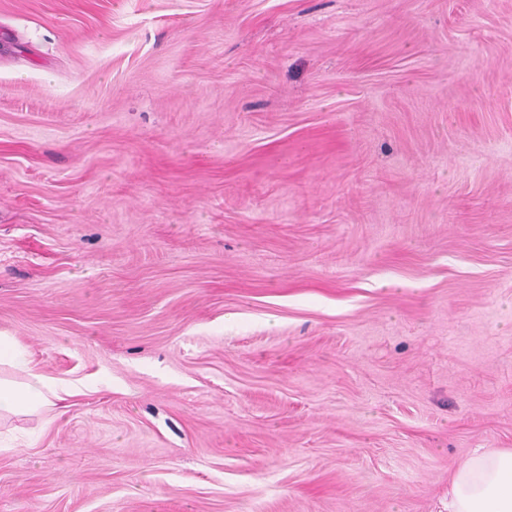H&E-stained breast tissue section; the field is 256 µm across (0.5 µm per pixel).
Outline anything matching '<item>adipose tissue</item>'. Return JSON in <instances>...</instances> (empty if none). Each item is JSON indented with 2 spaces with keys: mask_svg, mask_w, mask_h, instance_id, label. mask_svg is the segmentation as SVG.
<instances>
[{
  "mask_svg": "<svg viewBox=\"0 0 512 512\" xmlns=\"http://www.w3.org/2000/svg\"><path fill=\"white\" fill-rule=\"evenodd\" d=\"M76 393L32 368L19 380L1 375L0 417L36 415ZM448 512H512V448L472 451L449 479Z\"/></svg>",
  "mask_w": 512,
  "mask_h": 512,
  "instance_id": "1",
  "label": "adipose tissue"
}]
</instances>
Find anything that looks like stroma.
<instances>
[{"mask_svg":"<svg viewBox=\"0 0 512 512\" xmlns=\"http://www.w3.org/2000/svg\"><path fill=\"white\" fill-rule=\"evenodd\" d=\"M0 512H445L512 448V0H0ZM77 386L61 382L27 368L22 380L0 376V419L2 416H32L56 407L78 394Z\"/></svg>","mask_w":512,"mask_h":512,"instance_id":"35a3bbf8","label":"stroma"}]
</instances>
